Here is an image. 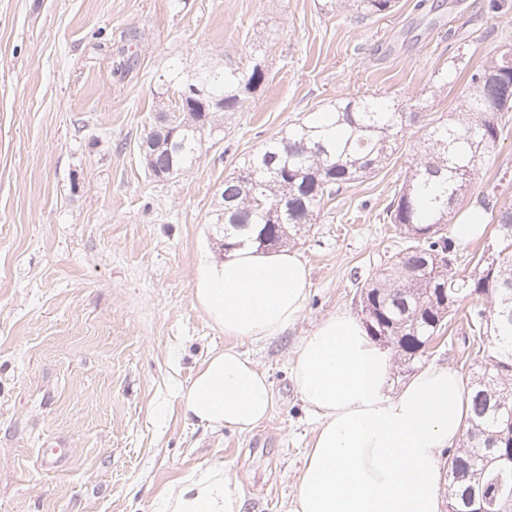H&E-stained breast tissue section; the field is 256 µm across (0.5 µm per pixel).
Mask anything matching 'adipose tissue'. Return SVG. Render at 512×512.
Returning a JSON list of instances; mask_svg holds the SVG:
<instances>
[{"instance_id":"obj_1","label":"adipose tissue","mask_w":512,"mask_h":512,"mask_svg":"<svg viewBox=\"0 0 512 512\" xmlns=\"http://www.w3.org/2000/svg\"><path fill=\"white\" fill-rule=\"evenodd\" d=\"M308 269L295 252L246 244L216 260L200 255L193 294L231 346L211 354L180 394L186 418L248 431L268 420L275 392L235 347L281 336L307 299ZM390 355L353 315L340 312L301 338L294 385L317 426L286 512H441V449L463 434L467 383L444 365L418 371L388 395ZM235 475L212 465L164 494V512H243Z\"/></svg>"}]
</instances>
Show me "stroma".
<instances>
[{
	"instance_id": "stroma-1",
	"label": "stroma",
	"mask_w": 512,
	"mask_h": 512,
	"mask_svg": "<svg viewBox=\"0 0 512 512\" xmlns=\"http://www.w3.org/2000/svg\"><path fill=\"white\" fill-rule=\"evenodd\" d=\"M512 42V0H398L361 21L326 0H0V512H163L162 492L224 464L245 512H285L316 417L290 376L302 336L359 315L358 284L398 253L383 209L429 129L466 97L460 72ZM205 63L261 64L242 112L195 165L151 178L138 145L162 83ZM420 104L374 173L296 246L309 296L283 336L240 349L276 396L237 432L184 420L179 392L227 340L196 304L201 253L221 254L220 193L243 158L348 95ZM512 132L449 214L478 208ZM43 448H63L58 465Z\"/></svg>"
}]
</instances>
